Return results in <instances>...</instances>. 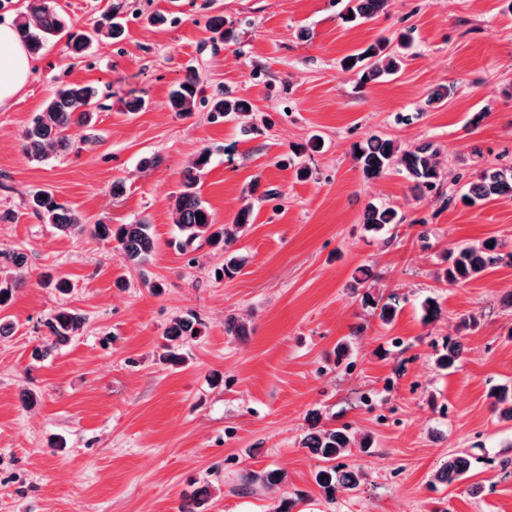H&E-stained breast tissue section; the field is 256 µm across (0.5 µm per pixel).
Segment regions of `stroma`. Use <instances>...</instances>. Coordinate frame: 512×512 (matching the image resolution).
<instances>
[{
    "mask_svg": "<svg viewBox=\"0 0 512 512\" xmlns=\"http://www.w3.org/2000/svg\"><path fill=\"white\" fill-rule=\"evenodd\" d=\"M75 28L122 19L120 39L88 53L45 47L40 67L0 109V251L27 256L24 268L0 262L14 280V329L0 338V512H182L194 492L205 512H271L282 497L306 493L300 512H512V424L487 397L512 381V266L464 286L436 280L449 247L498 239L512 250V200L446 206L416 197L392 171L365 179L354 142L376 134L403 144L429 141L448 166L512 165V0H393L388 13L349 26L336 0H55ZM232 21L237 39L212 44L213 20ZM412 28L414 54L396 76L360 88L340 61L378 36ZM202 103L179 114L168 94L188 69ZM60 82L98 87L106 105L94 124L98 143L79 144L43 162L22 151L23 131ZM450 94L435 107L436 89ZM227 92L248 99L259 130L212 121L204 101ZM139 98L142 111L126 101ZM414 113L412 123L401 115ZM484 113L471 125L472 113ZM320 151L282 165L312 136ZM210 161L201 193L217 223H232L252 184L280 198L255 206L236 243L244 259L218 278L221 251L199 241L178 248L171 200L201 150ZM157 155L156 166L143 167ZM312 168L309 178L298 166ZM123 191L113 194L114 182ZM35 189L90 220L152 225L156 250L130 266L116 242L85 232L59 234L25 206ZM408 217L367 235L369 203ZM371 271L381 302L397 298L391 325L365 309L349 285ZM66 279L61 292L47 277ZM161 290H153V283ZM434 298L440 315L424 322ZM61 308L87 321L66 345L32 358L43 322ZM205 324L186 361H159L164 332L186 313ZM249 334L227 335L228 315ZM459 336L458 367L434 356ZM40 397L25 408L26 392ZM370 435L354 451L359 489L326 503L314 482L321 462L302 439L312 425ZM473 457L466 479L431 485L449 454ZM277 469L283 484L239 493V474Z\"/></svg>",
    "mask_w": 512,
    "mask_h": 512,
    "instance_id": "35a3bbf8",
    "label": "stroma"
}]
</instances>
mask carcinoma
<instances>
[{
	"label": "carcinoma",
	"mask_w": 512,
	"mask_h": 512,
	"mask_svg": "<svg viewBox=\"0 0 512 512\" xmlns=\"http://www.w3.org/2000/svg\"><path fill=\"white\" fill-rule=\"evenodd\" d=\"M390 5L391 0H343L341 18L346 23H361L387 12ZM14 27L21 41L33 53L39 52L51 42L64 39L66 46L79 54L89 48L99 35L97 30L91 33L72 31L68 18L50 0H33L29 13L16 18ZM411 41L409 30L397 35L394 46L391 45V40L380 38L352 56L345 57L341 66L346 71H353L359 77L366 78L368 83L380 82L400 73L406 62L405 49ZM199 83L198 72L189 69L184 80L168 95L170 109L178 113L192 111ZM103 108L99 89L93 85L66 83L57 86L41 111L34 113L24 130L25 156L35 161H43L51 150L57 153L70 150L73 127H92L95 113ZM210 112L214 119H237L251 112V104L244 98H216L212 100ZM354 150L361 151V154L353 155V160L366 179H379L396 170L404 173L419 193L434 192L448 206L457 200L465 205H473L482 200L512 199V167L485 169L479 172L477 180L463 185L460 196L445 197V181L457 184L462 176H450L448 161L440 147L432 142L404 147L392 139L373 135L363 143H355ZM208 160L209 151L201 150L193 167L184 175L181 188L172 200L174 223L182 232L179 247L183 251L188 250L198 240H204L212 246H222V275L230 277L240 266L239 259L232 252V246L239 234L250 224L253 205L243 206L233 223L216 225L200 192V174ZM26 203L43 223L52 225L61 234H79L88 226L81 211L58 202L49 191L38 189L31 192ZM405 220L406 217L392 207L370 203L364 210L362 224L366 230L378 232L388 225L402 224ZM93 232L105 239L116 241L126 261L133 266L144 265L155 251L151 224L145 218L131 224L112 225L98 221L93 225ZM502 248L503 244L492 238L452 247L443 256L446 266L438 273V280L452 287L459 286L496 266H511L512 252L505 253ZM85 322V314L78 309L57 310L45 322L51 343L35 350V356L42 357L49 349L67 343ZM202 326L203 323L194 314L174 318L165 332L167 359L173 362L179 360L180 343L201 335ZM462 353L463 347L459 338L450 336L442 348L437 350L436 362L439 367L450 369L459 363ZM489 399L494 411L499 414V420L511 422L512 383L494 387L489 393ZM302 446L325 462V466L315 475V483L327 503H335L339 493L349 494L359 488L361 470L340 462V459L349 455L355 447L367 449L369 442L357 441L349 429L343 426L311 431L304 437ZM471 458V454L464 452L448 456V460L434 474V479L451 484L464 478L471 469ZM283 479L284 476L276 475L274 470L262 474L246 472L240 476V485L242 489L251 491L257 484L276 486Z\"/></svg>",
	"instance_id": "carcinoma-1"
}]
</instances>
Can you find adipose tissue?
Wrapping results in <instances>:
<instances>
[{"label": "adipose tissue", "instance_id": "ef3b65f1", "mask_svg": "<svg viewBox=\"0 0 512 512\" xmlns=\"http://www.w3.org/2000/svg\"><path fill=\"white\" fill-rule=\"evenodd\" d=\"M38 68L14 28L0 24V108L8 106L24 89Z\"/></svg>", "mask_w": 512, "mask_h": 512}]
</instances>
